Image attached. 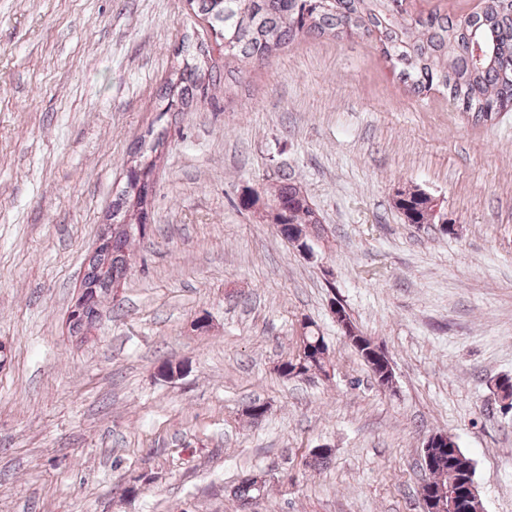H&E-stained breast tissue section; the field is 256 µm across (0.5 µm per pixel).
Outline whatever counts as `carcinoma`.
<instances>
[{
    "label": "carcinoma",
    "instance_id": "obj_1",
    "mask_svg": "<svg viewBox=\"0 0 512 512\" xmlns=\"http://www.w3.org/2000/svg\"><path fill=\"white\" fill-rule=\"evenodd\" d=\"M195 14L210 24L215 39L224 42V55L263 61L277 54L300 35L342 39L355 34L376 37L380 51L392 70L417 96L437 89L461 112L486 118L491 112L512 109V0H485L482 12L464 16L435 10L413 19L403 8L404 0H191ZM230 72L215 66H185L178 81L170 84L166 111L186 112L209 89ZM135 162L126 186L112 201V223L128 224L130 230L112 233V242L89 260L83 285L94 291L91 298L108 295L120 285L128 266L137 208L152 192L150 176L156 158ZM300 185L285 177L277 185L274 225L298 224L318 230L321 220L313 203L300 196ZM413 224L430 223L428 199L410 192L398 203ZM322 368L320 358L287 359L279 374L290 378L297 365ZM474 476L469 458L454 437L430 469L427 486H450ZM259 492L252 477L241 481L235 495L242 505Z\"/></svg>",
    "mask_w": 512,
    "mask_h": 512
}]
</instances>
